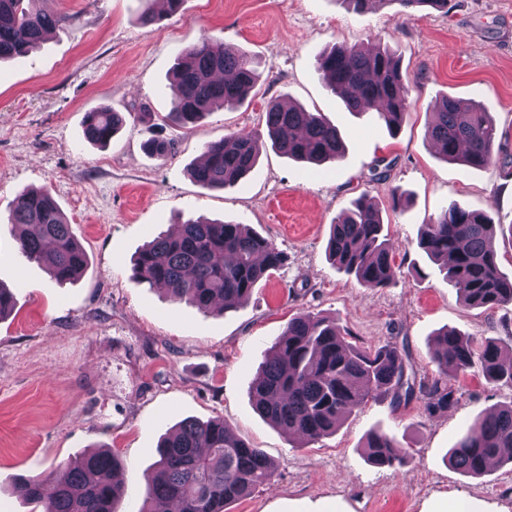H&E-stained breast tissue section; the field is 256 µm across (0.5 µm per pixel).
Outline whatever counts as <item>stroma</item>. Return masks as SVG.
<instances>
[{
  "instance_id": "35a3bbf8",
  "label": "stroma",
  "mask_w": 512,
  "mask_h": 512,
  "mask_svg": "<svg viewBox=\"0 0 512 512\" xmlns=\"http://www.w3.org/2000/svg\"><path fill=\"white\" fill-rule=\"evenodd\" d=\"M50 6L67 23L26 56L0 62V284L14 294L0 319V512H41L15 494V478L96 447L124 462L118 512H139L161 438L184 420L213 417L275 464L272 480L230 512H433L461 498L470 512H512L511 464L473 478L446 460L480 413L512 402V386L477 370L453 378L459 402L448 412L371 400L312 443L272 426L250 400L269 348L303 311L336 320L363 347L405 343L422 377L434 371L444 329L512 343V304L465 306L417 246L422 224L443 207L479 209L498 225L499 267L512 277V0H448L447 13L429 16L395 0L363 12L346 0H184L150 26L139 21L143 0ZM205 34L251 56L259 79L243 104L185 130L166 119L165 87L182 50ZM336 44L398 55L410 106L397 134L326 90L316 63ZM445 95L491 113L499 138L488 166L447 162L427 139ZM273 100L321 113L340 131L343 157L311 170L272 150L262 132ZM101 106L128 115L104 148L83 138L86 112ZM232 132L260 134L256 166L225 189L201 188L190 167ZM151 140L168 144L167 157L146 151ZM39 188L88 256L75 282L57 283L15 249L11 203ZM363 194L395 244L384 288L359 284L326 252L330 225ZM191 218L250 225L285 262L223 314L132 278L144 245ZM376 432L396 441L403 466L369 463L364 445Z\"/></svg>"
}]
</instances>
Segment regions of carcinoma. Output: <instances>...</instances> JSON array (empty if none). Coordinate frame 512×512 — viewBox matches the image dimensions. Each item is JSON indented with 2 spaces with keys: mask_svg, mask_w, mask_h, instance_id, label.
Returning <instances> with one entry per match:
<instances>
[{
  "mask_svg": "<svg viewBox=\"0 0 512 512\" xmlns=\"http://www.w3.org/2000/svg\"><path fill=\"white\" fill-rule=\"evenodd\" d=\"M404 8L448 12V0H396ZM32 0H0V60L25 56L46 34L66 22L51 9L35 11ZM326 87L353 111L374 110L390 133L401 127L409 108L400 60L386 48L370 52L333 46L317 60ZM251 57L204 35L183 50L167 86V120L188 128L216 107L234 108L255 87ZM125 123L110 107L85 113L84 137L109 144ZM266 135L281 155L323 165L342 157L336 127L300 106L269 103ZM427 136L447 161L483 168L492 159L498 131L490 113L448 95L432 112ZM205 161L190 169L200 187L222 190L257 163V142L249 133H231L207 144ZM7 223L26 227L17 238L19 253L65 282L78 278L87 255L71 224L47 190H27L12 202ZM496 224L478 211L449 204L422 225L418 245L437 262L448 281L463 292L467 306L492 309L512 304V279L499 269L494 248ZM394 243L384 233L378 207L365 196L330 227L328 256L336 266L369 288L391 280ZM285 261L278 247L247 224L206 219L176 224L150 241L136 257L133 278L161 284L177 301L212 313L237 307L256 284ZM436 372L417 379L409 353L395 343L373 351L349 343L336 323L302 312L293 316L273 343L250 390L255 410L290 436L315 442L336 431L342 420L373 399H387L393 410L417 400L428 415L458 403L449 379L471 369L489 383L512 384V344L489 340L479 346L456 329L438 333ZM376 465L403 464L396 443L380 433L366 444ZM512 402L478 416L450 452L460 472L480 477L492 466L512 464ZM140 512H227V505L269 482L274 466L264 452L232 433L224 418L186 420L157 447ZM124 464L107 448L87 451L80 462L19 477L15 489L43 512H115Z\"/></svg>",
  "mask_w": 512,
  "mask_h": 512,
  "instance_id": "cac0c4a2",
  "label": "carcinoma"
}]
</instances>
